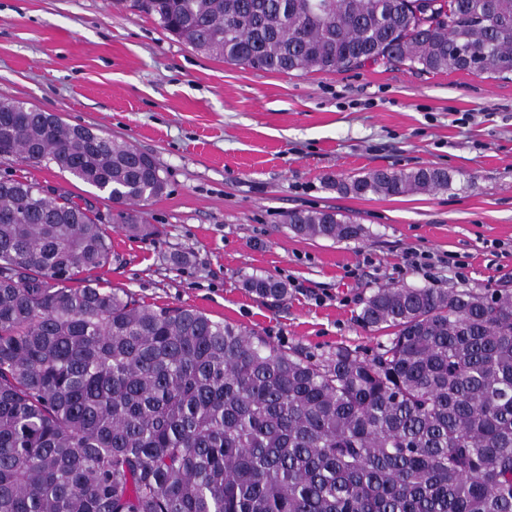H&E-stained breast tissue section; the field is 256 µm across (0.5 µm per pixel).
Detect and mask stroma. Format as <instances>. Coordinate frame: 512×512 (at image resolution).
Here are the masks:
<instances>
[{
  "instance_id": "stroma-1",
  "label": "stroma",
  "mask_w": 512,
  "mask_h": 512,
  "mask_svg": "<svg viewBox=\"0 0 512 512\" xmlns=\"http://www.w3.org/2000/svg\"><path fill=\"white\" fill-rule=\"evenodd\" d=\"M23 102L151 153L167 180L146 210L155 237L112 232L117 261L97 270L149 303L187 306L318 354L372 348L362 297L383 284L512 288V81L365 63L270 73L208 57L148 15L111 0H0V100ZM448 169L445 192L356 198L329 187L376 168ZM69 191L107 212L105 195L57 168L16 159L0 177ZM294 209L353 218L365 240L294 234ZM185 252L189 265L167 257ZM430 255V274L408 269ZM464 265L457 278L443 259ZM288 286L280 307L246 274Z\"/></svg>"
}]
</instances>
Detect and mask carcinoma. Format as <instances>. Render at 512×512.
<instances>
[{"mask_svg":"<svg viewBox=\"0 0 512 512\" xmlns=\"http://www.w3.org/2000/svg\"><path fill=\"white\" fill-rule=\"evenodd\" d=\"M196 50L265 72L366 62L512 76V0H134ZM0 158L54 165L112 213L0 178V512H512V289L380 285L372 353L318 357L93 273L146 236L156 158L0 102ZM355 197L446 191L431 166L328 179ZM296 234L361 241L333 210ZM271 306L287 284L245 275Z\"/></svg>","mask_w":512,"mask_h":512,"instance_id":"cac0c4a2","label":"carcinoma"}]
</instances>
